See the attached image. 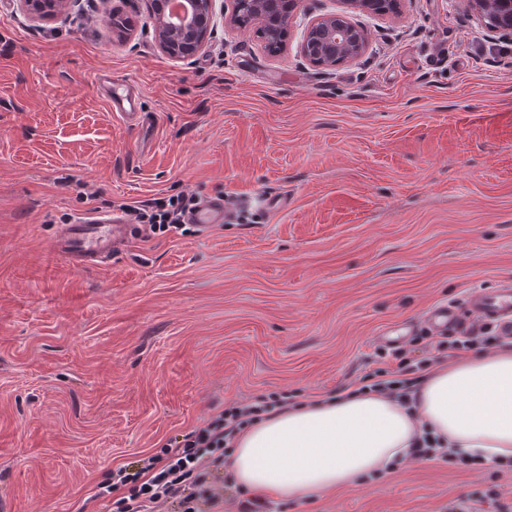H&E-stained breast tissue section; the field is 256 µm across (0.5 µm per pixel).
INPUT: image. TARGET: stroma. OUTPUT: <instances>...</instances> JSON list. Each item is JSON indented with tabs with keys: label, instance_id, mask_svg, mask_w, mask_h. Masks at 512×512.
Wrapping results in <instances>:
<instances>
[{
	"label": "stroma",
	"instance_id": "35a3bbf8",
	"mask_svg": "<svg viewBox=\"0 0 512 512\" xmlns=\"http://www.w3.org/2000/svg\"><path fill=\"white\" fill-rule=\"evenodd\" d=\"M35 23L0 0V512H77L123 464L225 405L342 393L393 350L422 349L429 308L512 281V44L453 0L362 17L369 48L300 55L333 0H303L268 56L218 30L191 62L156 47L146 0ZM140 92L128 126L96 91ZM193 191L228 203L199 234L133 237L76 270L58 225ZM287 205L266 217L269 196ZM386 358H378L377 350ZM512 512V469L410 463L272 512Z\"/></svg>",
	"mask_w": 512,
	"mask_h": 512
}]
</instances>
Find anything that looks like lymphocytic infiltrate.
Instances as JSON below:
<instances>
[{"label":"lymphocytic infiltrate","instance_id":"f902f5d3","mask_svg":"<svg viewBox=\"0 0 512 512\" xmlns=\"http://www.w3.org/2000/svg\"><path fill=\"white\" fill-rule=\"evenodd\" d=\"M199 207L195 194L157 198L139 206L126 207L143 236L157 232L179 231L190 221ZM506 340L495 328L477 323L460 330L458 335L429 340L430 351L455 357L470 350L506 347ZM395 370L375 369L362 376L361 387L377 389L397 402L407 404L414 399V390L426 377L434 360L428 356L415 358L407 350H399ZM285 393H271L261 399L225 406L209 415L191 431L164 444L143 459L135 471L119 468L110 481L100 483L99 497L117 496L118 512H158L160 506L175 503L180 512H211L224 500L215 480L223 472L228 450L244 424L261 415L288 408Z\"/></svg>","mask_w":512,"mask_h":512}]
</instances>
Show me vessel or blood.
<instances>
[{"label": "vessel or blood", "mask_w": 512, "mask_h": 512, "mask_svg": "<svg viewBox=\"0 0 512 512\" xmlns=\"http://www.w3.org/2000/svg\"><path fill=\"white\" fill-rule=\"evenodd\" d=\"M101 88L112 111L129 125L143 124L146 114L139 103V93L112 75H103ZM224 201L210 198L202 202L193 217L194 223L209 228L223 223ZM128 226L121 213L84 217L61 225L53 250L69 266L84 269L105 264L113 250L127 237ZM468 312L476 319L494 323L503 335L512 334V285L505 283L489 292L473 294L467 302Z\"/></svg>", "instance_id": "obj_1"}]
</instances>
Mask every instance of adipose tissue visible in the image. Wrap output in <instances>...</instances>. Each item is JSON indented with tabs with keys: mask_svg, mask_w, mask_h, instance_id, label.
<instances>
[{
	"mask_svg": "<svg viewBox=\"0 0 512 512\" xmlns=\"http://www.w3.org/2000/svg\"><path fill=\"white\" fill-rule=\"evenodd\" d=\"M424 431L466 458H512V349L436 368L408 405L366 391L277 412L238 434L229 466L252 494L298 500L385 472Z\"/></svg>",
	"mask_w": 512,
	"mask_h": 512,
	"instance_id": "ef3b65f1",
	"label": "adipose tissue"
}]
</instances>
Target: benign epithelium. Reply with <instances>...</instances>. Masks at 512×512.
Wrapping results in <instances>:
<instances>
[{
    "mask_svg": "<svg viewBox=\"0 0 512 512\" xmlns=\"http://www.w3.org/2000/svg\"><path fill=\"white\" fill-rule=\"evenodd\" d=\"M18 7L33 19L44 21L65 12L72 0H17ZM170 0H148L158 49L168 58L185 61L208 45L217 29V0H183L181 11L167 9ZM342 9L315 16L309 23L301 54L314 68L326 70L359 58L367 38L355 23L357 13L384 16L398 10L399 0H340ZM476 16L486 36L512 42V0H460ZM301 0H232V10L223 14L225 28L257 27L267 54L276 56L290 37V13Z\"/></svg>",
    "mask_w": 512,
    "mask_h": 512,
    "instance_id": "obj_1",
    "label": "benign epithelium"
}]
</instances>
